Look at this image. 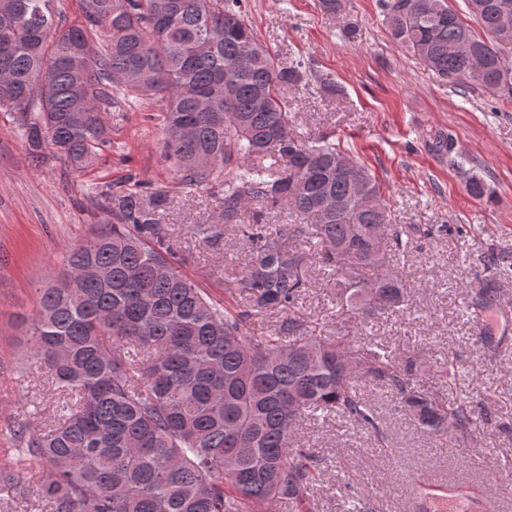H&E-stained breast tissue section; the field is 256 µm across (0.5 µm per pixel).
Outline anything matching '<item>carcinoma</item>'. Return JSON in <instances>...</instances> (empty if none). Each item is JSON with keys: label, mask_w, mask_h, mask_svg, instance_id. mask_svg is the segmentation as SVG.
Segmentation results:
<instances>
[{"label": "carcinoma", "mask_w": 512, "mask_h": 512, "mask_svg": "<svg viewBox=\"0 0 512 512\" xmlns=\"http://www.w3.org/2000/svg\"><path fill=\"white\" fill-rule=\"evenodd\" d=\"M84 22L61 24L57 0H0V110L16 117L28 154H53L78 172L94 167L108 110L133 98L162 109L165 156L180 183L223 193L224 223L200 224L244 264L224 265L218 302L181 269L159 224L164 186L138 181L102 190L103 224L69 251L67 279L42 288L27 351L67 396L55 425L21 430L20 453L50 467L49 512H277L311 505L316 463L297 445L306 419L341 415L381 435L362 391L378 380L422 432L460 446L475 411L417 377L416 355L383 345L353 354L342 338L302 340L293 320L253 334L259 314H280L306 287V259L336 280L342 320L366 325L406 309L407 282L388 281L413 236L389 222L380 184L358 167L364 191L336 172L341 150L288 128L285 91L312 75L284 65L248 23L245 0H85ZM389 36L448 86H499L512 104V0H465L494 42L476 37L448 0H380ZM98 41L97 54L86 50ZM467 42L471 53L453 50ZM203 97L223 110L201 112ZM194 127L189 141L174 132ZM436 132L429 153L466 159ZM387 301L364 310L357 297ZM489 287L472 292L482 311Z\"/></svg>", "instance_id": "1"}]
</instances>
